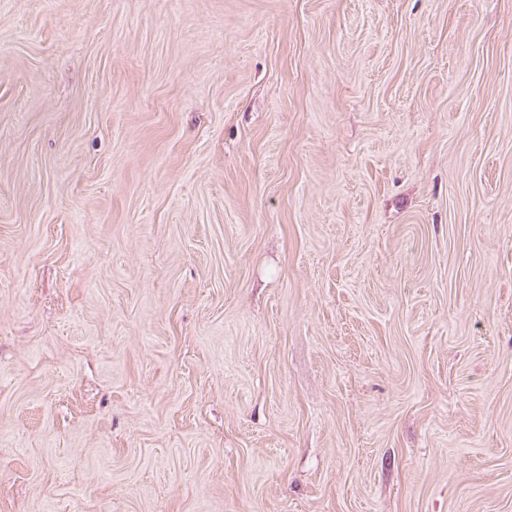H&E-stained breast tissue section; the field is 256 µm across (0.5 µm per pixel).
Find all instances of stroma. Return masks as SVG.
Segmentation results:
<instances>
[{
    "mask_svg": "<svg viewBox=\"0 0 512 512\" xmlns=\"http://www.w3.org/2000/svg\"><path fill=\"white\" fill-rule=\"evenodd\" d=\"M0 512H512V0H0Z\"/></svg>",
    "mask_w": 512,
    "mask_h": 512,
    "instance_id": "stroma-1",
    "label": "stroma"
}]
</instances>
